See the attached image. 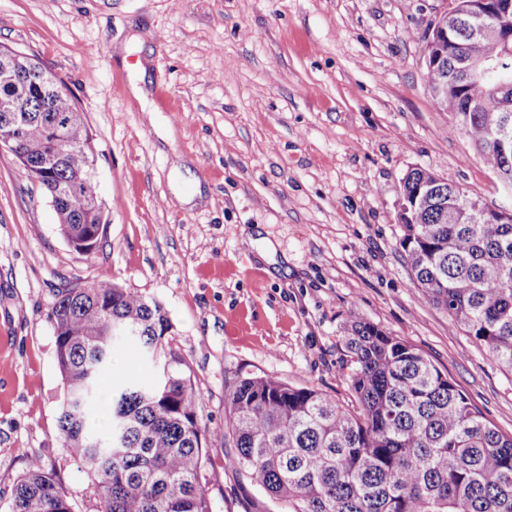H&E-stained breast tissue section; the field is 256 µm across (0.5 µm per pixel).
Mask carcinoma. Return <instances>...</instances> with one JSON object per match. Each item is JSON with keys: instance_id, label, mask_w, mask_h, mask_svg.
<instances>
[{"instance_id": "1", "label": "carcinoma", "mask_w": 512, "mask_h": 512, "mask_svg": "<svg viewBox=\"0 0 512 512\" xmlns=\"http://www.w3.org/2000/svg\"><path fill=\"white\" fill-rule=\"evenodd\" d=\"M448 67L426 72V83L448 80L443 110L455 134L468 139L491 172L512 175L487 138V124L506 108L497 80L461 82L470 55L512 79V41L474 44L469 20L448 14ZM23 53L0 47V133L22 119L14 154L23 174L41 177L61 236L81 252L100 214L92 135L66 84ZM68 124L71 152L50 171L41 166L55 123ZM432 185V203L402 225L400 246L419 299L445 312L512 372V219L476 223L454 205L459 186L421 168L404 177L411 198ZM79 187V195L67 190ZM47 318L66 393L58 417L64 446L97 482L99 512H212L201 483L204 431L200 395L185 358L172 347L173 325L162 305L100 276L59 288ZM131 332L144 351L162 360L160 378L143 387L126 381L112 390L109 436L99 437L87 416L112 367L118 337ZM350 358L351 400L342 404L314 388L270 376L239 378L225 396L222 433L237 454L231 465L288 503V512H512V436L500 432L429 358L379 325L349 311L340 326ZM10 512H72L53 473L30 462L18 480Z\"/></svg>"}]
</instances>
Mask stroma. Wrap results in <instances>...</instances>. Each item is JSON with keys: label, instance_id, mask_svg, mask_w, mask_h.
Returning <instances> with one entry per match:
<instances>
[{"label": "stroma", "instance_id": "obj_1", "mask_svg": "<svg viewBox=\"0 0 512 512\" xmlns=\"http://www.w3.org/2000/svg\"><path fill=\"white\" fill-rule=\"evenodd\" d=\"M448 0H0V45L63 80L93 139L104 235L90 255L17 158L0 151V512L32 459L72 512H97L65 447V385L47 320L56 288L98 276L160 302L189 362L206 432L248 375L349 402L339 326L357 310L419 349L507 435L512 373L418 299L396 220L405 175L427 169L512 207L425 82ZM141 95H134V88ZM159 369L118 340L111 387ZM209 444L213 512H288Z\"/></svg>", "mask_w": 512, "mask_h": 512}]
</instances>
